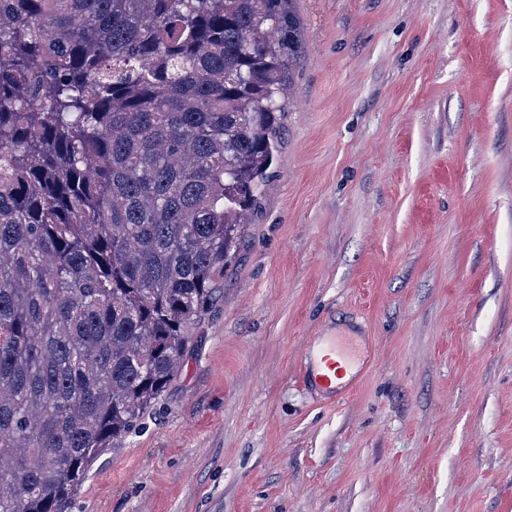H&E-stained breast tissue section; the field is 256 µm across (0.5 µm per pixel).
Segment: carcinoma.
<instances>
[{"mask_svg": "<svg viewBox=\"0 0 512 512\" xmlns=\"http://www.w3.org/2000/svg\"><path fill=\"white\" fill-rule=\"evenodd\" d=\"M292 0H0V512H69L237 260Z\"/></svg>", "mask_w": 512, "mask_h": 512, "instance_id": "cac0c4a2", "label": "carcinoma"}]
</instances>
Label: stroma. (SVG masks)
<instances>
[{
    "mask_svg": "<svg viewBox=\"0 0 512 512\" xmlns=\"http://www.w3.org/2000/svg\"><path fill=\"white\" fill-rule=\"evenodd\" d=\"M282 146L72 512H512V0H294ZM359 328L330 402L306 349Z\"/></svg>",
    "mask_w": 512,
    "mask_h": 512,
    "instance_id": "stroma-1",
    "label": "stroma"
}]
</instances>
